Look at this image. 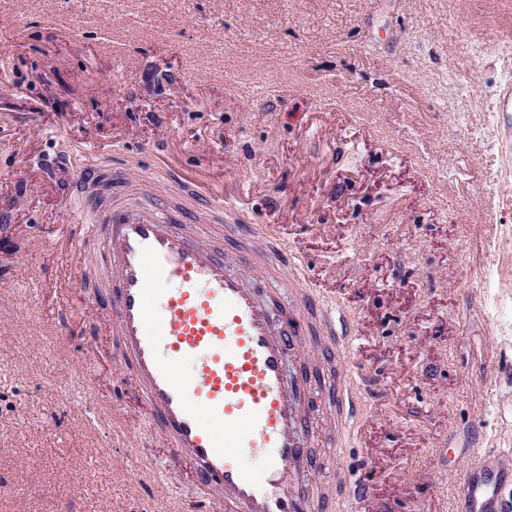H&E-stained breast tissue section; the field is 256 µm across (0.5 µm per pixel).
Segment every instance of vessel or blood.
<instances>
[{
  "label": "vessel or blood",
  "mask_w": 512,
  "mask_h": 512,
  "mask_svg": "<svg viewBox=\"0 0 512 512\" xmlns=\"http://www.w3.org/2000/svg\"><path fill=\"white\" fill-rule=\"evenodd\" d=\"M87 224L72 214L48 236L75 247L52 289L112 284V333L145 402L158 414L173 450L200 480L222 488L237 512H335L325 496L304 498L292 477L306 456L301 402L288 375L296 336L313 344L349 338L352 318L339 307H316L308 279L292 277L286 238L258 251H229L190 236L180 216L151 203L111 208L98 227L108 242L84 252ZM343 365L327 402L344 423L361 406ZM460 491L448 512H504L512 456L489 449L461 455Z\"/></svg>",
  "instance_id": "1"
}]
</instances>
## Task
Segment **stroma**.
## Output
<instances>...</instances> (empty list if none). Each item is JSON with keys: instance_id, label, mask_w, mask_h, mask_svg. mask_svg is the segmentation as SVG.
<instances>
[{"instance_id": "1", "label": "stroma", "mask_w": 512, "mask_h": 512, "mask_svg": "<svg viewBox=\"0 0 512 512\" xmlns=\"http://www.w3.org/2000/svg\"><path fill=\"white\" fill-rule=\"evenodd\" d=\"M511 30L506 0H0V512L202 497L123 374L110 288L70 292L90 337L43 286L78 192L29 169L63 156L196 235L224 231L216 192L270 215L349 312L361 415L340 448L309 414L300 495L343 512L359 479L360 512H439L455 448L512 451Z\"/></svg>"}]
</instances>
